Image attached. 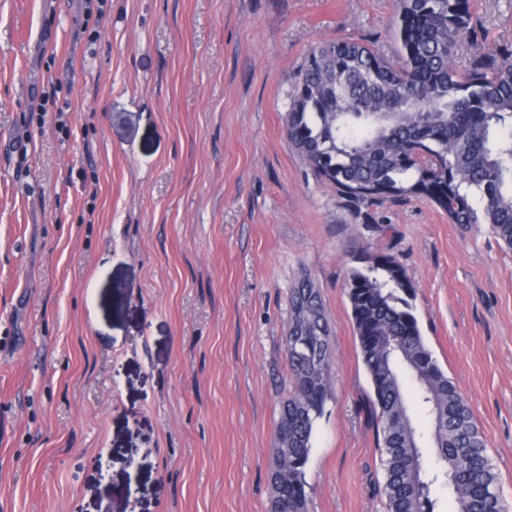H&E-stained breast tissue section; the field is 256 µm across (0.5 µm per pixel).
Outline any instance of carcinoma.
I'll return each mask as SVG.
<instances>
[{
    "label": "carcinoma",
    "mask_w": 512,
    "mask_h": 512,
    "mask_svg": "<svg viewBox=\"0 0 512 512\" xmlns=\"http://www.w3.org/2000/svg\"><path fill=\"white\" fill-rule=\"evenodd\" d=\"M395 64L367 44L339 38L310 55L285 136L319 181L349 201L426 198L453 224L489 226L512 250V59L486 55L459 70L475 39L470 0H396ZM361 267L345 289L384 453L386 512H509L471 409L427 346L415 289L391 255L357 248ZM287 392L280 402L269 512H309L317 421L332 396L334 348L320 291L303 277L288 295ZM431 424L433 467L406 389Z\"/></svg>",
    "instance_id": "cac0c4a2"
}]
</instances>
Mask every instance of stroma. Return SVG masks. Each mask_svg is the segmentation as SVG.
I'll list each match as a JSON object with an SVG mask.
<instances>
[{
  "instance_id": "1",
  "label": "stroma",
  "mask_w": 512,
  "mask_h": 512,
  "mask_svg": "<svg viewBox=\"0 0 512 512\" xmlns=\"http://www.w3.org/2000/svg\"><path fill=\"white\" fill-rule=\"evenodd\" d=\"M394 0H0V512H268L288 294L321 291L332 399L310 512H384L344 279L355 244L406 269L425 341L512 507V251L422 198L356 206L284 127L316 46L388 58ZM475 53L512 0H471ZM54 114L29 123L33 97ZM97 187L96 195L85 184Z\"/></svg>"
}]
</instances>
